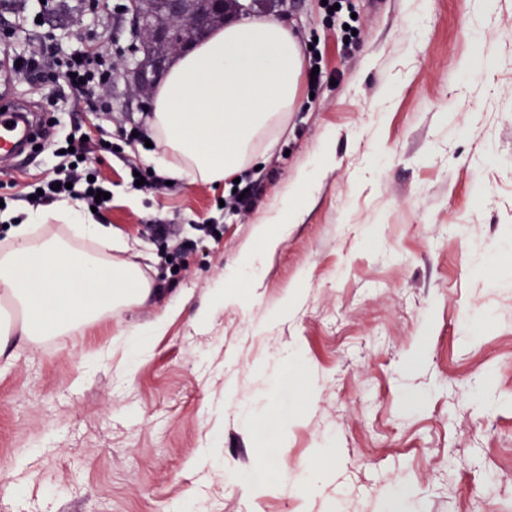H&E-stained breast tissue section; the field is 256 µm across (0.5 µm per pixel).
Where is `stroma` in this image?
Returning <instances> with one entry per match:
<instances>
[{
    "mask_svg": "<svg viewBox=\"0 0 512 512\" xmlns=\"http://www.w3.org/2000/svg\"><path fill=\"white\" fill-rule=\"evenodd\" d=\"M126 3L0 7V72L33 29L65 51L108 40L118 64L107 115L33 77L0 80V105L52 121L0 170V217L29 210L57 142L83 127L111 193L97 219L152 287L0 354V472L22 486L0 488V512H488L512 476V0H350L335 14L288 0L323 78L241 173L253 205L234 218L219 203L239 181L134 186L131 166L152 168L153 153L120 125L152 93L129 74ZM325 139L313 200L262 254L255 221ZM247 251L260 261L242 273ZM219 280L242 303L214 305ZM162 316L146 351L126 343Z\"/></svg>",
    "mask_w": 512,
    "mask_h": 512,
    "instance_id": "35a3bbf8",
    "label": "stroma"
}]
</instances>
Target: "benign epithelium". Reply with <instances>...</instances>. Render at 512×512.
Returning a JSON list of instances; mask_svg holds the SVG:
<instances>
[{"label": "benign epithelium", "mask_w": 512, "mask_h": 512, "mask_svg": "<svg viewBox=\"0 0 512 512\" xmlns=\"http://www.w3.org/2000/svg\"><path fill=\"white\" fill-rule=\"evenodd\" d=\"M200 0H162V12L157 18L143 11V0H128L126 11L133 29L142 36V50L148 60L135 70V80L149 88L169 65L171 54L162 47L173 45L178 52L206 36L213 27L228 18V0H205L206 9L200 10Z\"/></svg>", "instance_id": "7a95c632"}]
</instances>
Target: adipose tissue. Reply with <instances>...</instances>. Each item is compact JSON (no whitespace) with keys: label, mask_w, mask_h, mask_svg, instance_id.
<instances>
[{"label":"adipose tissue","mask_w":512,"mask_h":512,"mask_svg":"<svg viewBox=\"0 0 512 512\" xmlns=\"http://www.w3.org/2000/svg\"><path fill=\"white\" fill-rule=\"evenodd\" d=\"M304 65L296 35L272 17L228 21L179 54L155 86L147 121L163 174L213 184L255 166L288 129ZM315 188V172L305 173L256 222L265 253L281 239L270 225L294 223ZM16 218L11 246L0 251V304L19 306L22 317L0 321V345L14 335L57 336L148 296L150 284L136 265L79 249L82 241L112 242L82 203L62 200ZM51 223L66 225L69 236H37V227Z\"/></svg>","instance_id":"1"}]
</instances>
